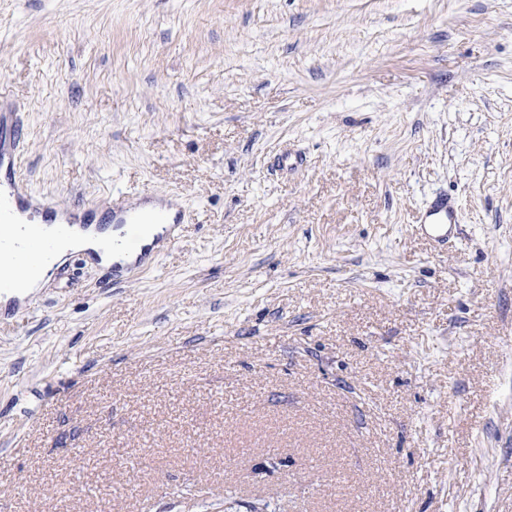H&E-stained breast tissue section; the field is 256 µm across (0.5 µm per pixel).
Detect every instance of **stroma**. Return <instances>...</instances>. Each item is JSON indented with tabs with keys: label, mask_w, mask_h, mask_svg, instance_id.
Segmentation results:
<instances>
[{
	"label": "stroma",
	"mask_w": 512,
	"mask_h": 512,
	"mask_svg": "<svg viewBox=\"0 0 512 512\" xmlns=\"http://www.w3.org/2000/svg\"><path fill=\"white\" fill-rule=\"evenodd\" d=\"M11 127L182 219L0 305V512H512V0H0ZM457 224V214L453 205L439 199L433 202L423 214L419 231L434 238H446L453 226Z\"/></svg>",
	"instance_id": "stroma-1"
}]
</instances>
